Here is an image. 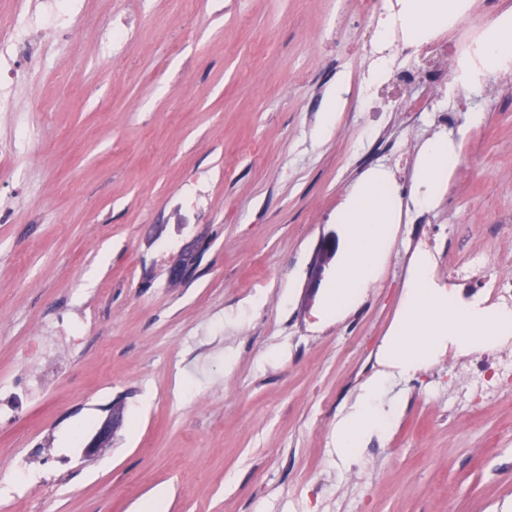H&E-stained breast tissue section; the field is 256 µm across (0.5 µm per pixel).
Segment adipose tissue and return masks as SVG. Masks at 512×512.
<instances>
[{
    "label": "adipose tissue",
    "instance_id": "adipose-tissue-1",
    "mask_svg": "<svg viewBox=\"0 0 512 512\" xmlns=\"http://www.w3.org/2000/svg\"><path fill=\"white\" fill-rule=\"evenodd\" d=\"M399 9L389 27L405 39L418 41L429 28H445L472 0H398ZM482 49L484 75L502 70L512 57V8L504 10L485 32ZM458 155L450 140L438 134L427 140L415 157L411 198L430 206L448 187ZM402 216L389 170L373 168L351 185L336 210L335 220L344 227L345 250L321 307L322 317L344 316L377 281L382 263L395 238ZM434 257L426 250L412 256L399 313L378 350L381 366L357 391L346 413L336 424V450L354 456L372 437L384 436L393 427L400 397L387 380L388 370L411 375L436 362L448 345L463 351H481L512 334V313L476 303H448L447 285L433 276Z\"/></svg>",
    "mask_w": 512,
    "mask_h": 512
}]
</instances>
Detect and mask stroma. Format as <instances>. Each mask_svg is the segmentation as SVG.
<instances>
[{
  "label": "stroma",
  "mask_w": 512,
  "mask_h": 512,
  "mask_svg": "<svg viewBox=\"0 0 512 512\" xmlns=\"http://www.w3.org/2000/svg\"><path fill=\"white\" fill-rule=\"evenodd\" d=\"M0 103V512H512V390L480 405L445 362L392 378L405 407L340 458L333 432L378 370L416 250L512 224V96L466 93L479 153L451 198L414 205L434 112L320 106L374 55L359 0H72ZM403 217L383 273L341 319L308 286L336 207L368 169ZM194 274L169 277L189 244ZM120 406L112 443L84 445ZM345 100V87L342 83L336 87V95L327 98L325 107L321 111L320 130L323 134H328L337 119V114L343 107Z\"/></svg>",
  "instance_id": "obj_1"
}]
</instances>
